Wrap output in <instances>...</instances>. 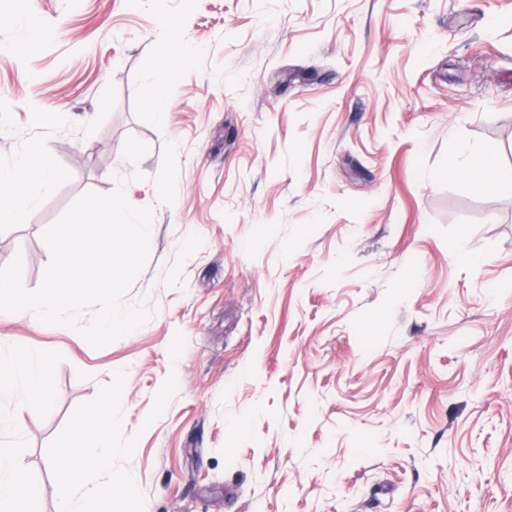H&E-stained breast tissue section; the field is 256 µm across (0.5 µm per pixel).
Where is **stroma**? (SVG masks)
I'll return each mask as SVG.
<instances>
[{
  "label": "stroma",
  "mask_w": 512,
  "mask_h": 512,
  "mask_svg": "<svg viewBox=\"0 0 512 512\" xmlns=\"http://www.w3.org/2000/svg\"><path fill=\"white\" fill-rule=\"evenodd\" d=\"M165 19L197 49L171 76ZM32 141L61 177L0 223L26 289L82 194L153 210L133 333L0 314L51 362L7 408L44 512L106 392L121 512H512V0H0V167Z\"/></svg>",
  "instance_id": "stroma-1"
}]
</instances>
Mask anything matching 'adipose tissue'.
<instances>
[{
	"instance_id": "1",
	"label": "adipose tissue",
	"mask_w": 512,
	"mask_h": 512,
	"mask_svg": "<svg viewBox=\"0 0 512 512\" xmlns=\"http://www.w3.org/2000/svg\"><path fill=\"white\" fill-rule=\"evenodd\" d=\"M59 172L36 144H29L13 163L0 169V223L22 224L54 187ZM51 393L50 363L24 340H15L8 355L0 356V401H15L32 413L40 412ZM115 400L104 394L74 431L76 444L51 460L56 472L58 512H112L114 491L129 480L113 470L114 434L118 421ZM0 512H42L38 493L18 464L16 441L21 434L13 421L0 416Z\"/></svg>"
}]
</instances>
